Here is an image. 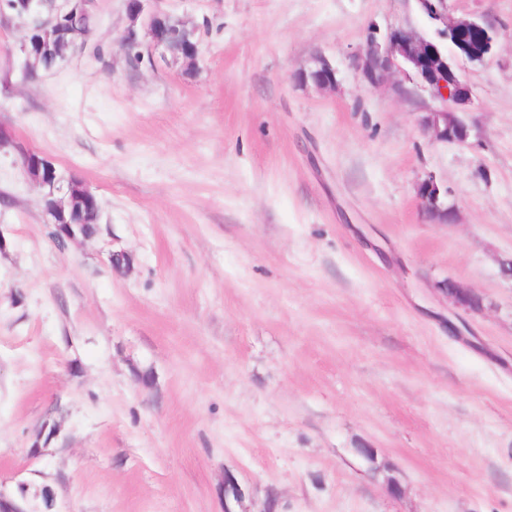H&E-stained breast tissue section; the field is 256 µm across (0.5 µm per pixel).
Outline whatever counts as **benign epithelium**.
<instances>
[{"label":"benign epithelium","instance_id":"obj_1","mask_svg":"<svg viewBox=\"0 0 512 512\" xmlns=\"http://www.w3.org/2000/svg\"><path fill=\"white\" fill-rule=\"evenodd\" d=\"M58 6L49 15L37 9L39 0H5L0 2L12 8V14L22 21L27 35L20 45L25 55V67L36 69L39 66V51L43 38L54 31L65 33L67 17L77 10L88 11L97 5L98 0H57ZM151 0H127L126 7L131 24L119 37L120 47L139 44V33L149 39L150 52L162 50L161 60H192L198 48L190 42L193 28L184 20L170 23L171 15L151 9ZM419 9L431 21L438 24L436 38H426L413 30L398 28L378 37L371 31L366 45L354 57V65L369 85L378 88L392 84L400 93L404 84L413 83L429 92L433 106L421 119V127L430 138L443 142L464 143L470 136L469 126L457 116L458 107L468 102L472 88L464 79L462 64L474 63L475 42L472 35L482 37V54L479 63L483 64L495 55L501 42L502 33L485 18L455 19L448 14V0H416ZM315 68L300 69L294 73L297 82L313 81L323 88L336 87V70L330 61L318 56L314 59ZM0 144L11 146L17 153L28 179L47 192L44 201L45 211L51 218L52 227L62 241H72L79 236L87 237L94 232L95 225L82 219L71 223L66 219V207L72 205L73 195L80 194L84 199L97 205L99 201L91 191L72 181L64 184L57 174L52 160L44 154L11 139L0 130ZM417 198L428 220L437 224H455L458 221L456 205L448 203V189L429 175L417 185ZM443 292L452 305L459 310H467L464 297L474 290L455 281L447 282Z\"/></svg>","mask_w":512,"mask_h":512}]
</instances>
